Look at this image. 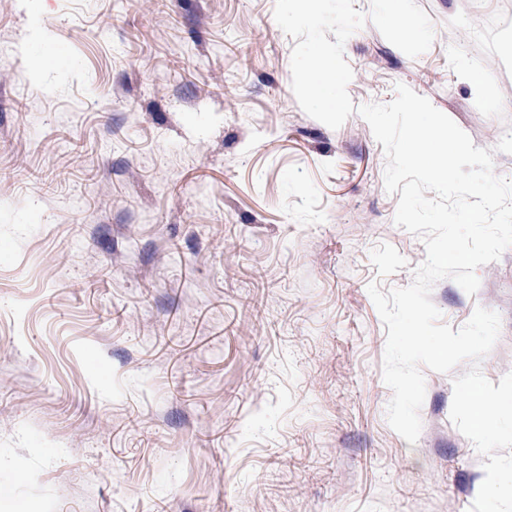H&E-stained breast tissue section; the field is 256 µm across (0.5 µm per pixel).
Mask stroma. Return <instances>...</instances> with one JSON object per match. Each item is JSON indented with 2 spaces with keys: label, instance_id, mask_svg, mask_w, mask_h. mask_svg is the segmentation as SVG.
Wrapping results in <instances>:
<instances>
[{
  "label": "stroma",
  "instance_id": "1",
  "mask_svg": "<svg viewBox=\"0 0 512 512\" xmlns=\"http://www.w3.org/2000/svg\"><path fill=\"white\" fill-rule=\"evenodd\" d=\"M416 58L365 24L354 104L402 83L512 180V0H416ZM275 0H0V512H469L484 458L425 370L422 430L388 424L367 291L426 257L386 157L291 86ZM431 299L501 329L512 248Z\"/></svg>",
  "mask_w": 512,
  "mask_h": 512
}]
</instances>
